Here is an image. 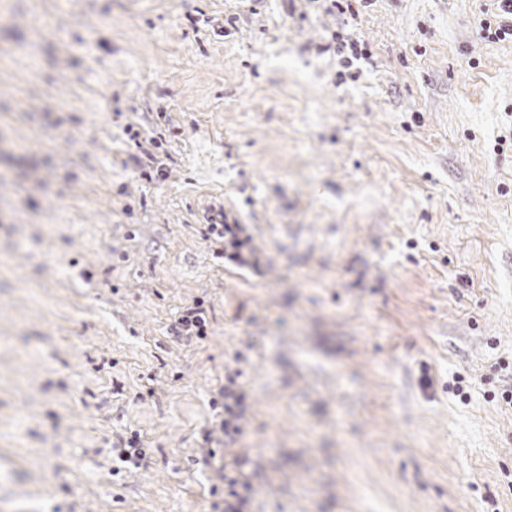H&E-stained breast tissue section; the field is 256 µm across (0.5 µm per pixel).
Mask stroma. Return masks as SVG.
Masks as SVG:
<instances>
[{"label":"stroma","instance_id":"obj_1","mask_svg":"<svg viewBox=\"0 0 512 512\" xmlns=\"http://www.w3.org/2000/svg\"><path fill=\"white\" fill-rule=\"evenodd\" d=\"M487 3L0 0V512H211L228 465L250 512H512ZM242 228L238 224H209V233L216 241L224 244V252L232 249L229 257L240 262H247V257L242 253L243 241L240 239ZM205 320L203 318L202 309L195 307H188L184 313L179 317L175 326L173 327L177 336H204L203 327ZM224 385V429L237 432L238 422L243 413L241 397L234 389L235 378L228 377Z\"/></svg>","mask_w":512,"mask_h":512}]
</instances>
